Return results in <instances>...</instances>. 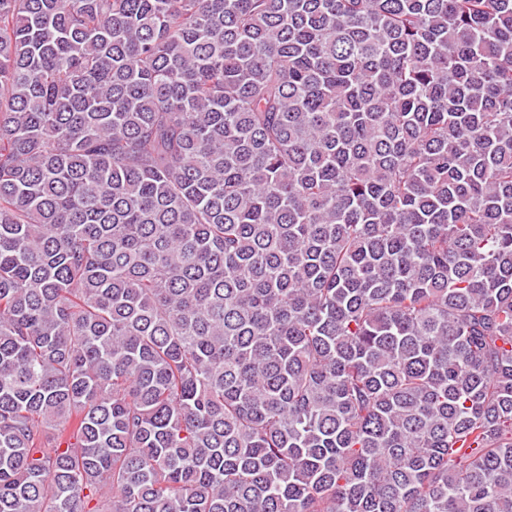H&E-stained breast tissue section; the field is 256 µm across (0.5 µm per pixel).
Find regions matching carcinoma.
<instances>
[{
  "label": "carcinoma",
  "mask_w": 512,
  "mask_h": 512,
  "mask_svg": "<svg viewBox=\"0 0 512 512\" xmlns=\"http://www.w3.org/2000/svg\"><path fill=\"white\" fill-rule=\"evenodd\" d=\"M0 512H512V0H0Z\"/></svg>",
  "instance_id": "1"
}]
</instances>
